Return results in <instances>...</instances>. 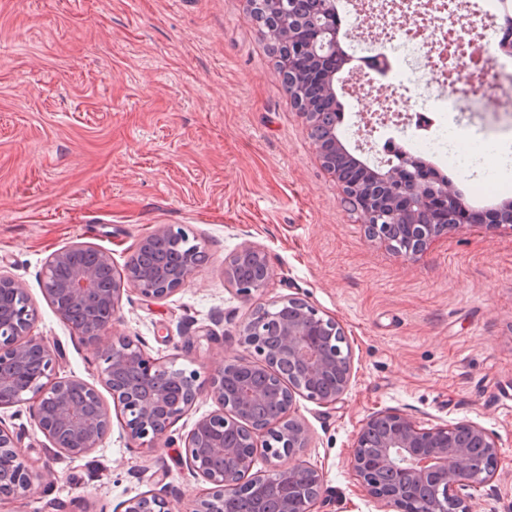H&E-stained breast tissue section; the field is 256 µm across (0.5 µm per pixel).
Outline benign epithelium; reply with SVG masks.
Instances as JSON below:
<instances>
[{"label":"benign epithelium","mask_w":512,"mask_h":512,"mask_svg":"<svg viewBox=\"0 0 512 512\" xmlns=\"http://www.w3.org/2000/svg\"><path fill=\"white\" fill-rule=\"evenodd\" d=\"M254 13L270 14L268 29L277 44L282 86L300 113L322 166L341 187L368 236L387 240L388 232L403 237L399 254L412 258L436 238L462 224L512 221V201L490 212H470L458 201L454 186L440 180L429 164L402 152L396 160L374 167L353 155L336 134L337 74L350 58L343 56L336 0H316L305 15L294 12L295 0H251ZM205 255L190 244L180 226L161 224L143 238L122 273L104 286L112 269L109 252L74 243L48 258L42 289L57 316L83 342L98 345L101 383L123 412L131 437L142 448L166 446L170 429L196 401L208 396L218 409L198 419L184 439L185 467L210 488L192 500L190 512H236L235 502L252 483L282 486L276 512H314L325 492L322 473L300 460L309 442L306 424L292 416L296 397L334 406L349 389L350 357L329 349L327 337L343 330L332 318L319 315L301 297L286 296L279 304L292 308L276 326L277 342H266V317L257 310L243 322L238 335L253 356L234 357L205 379L196 370L174 369L151 357L132 336L104 339L133 292L144 299L163 300L187 281ZM274 269L264 248L241 244L224 259V280L249 299L266 287ZM37 311L25 285L0 273V409L32 394L31 415L56 452L84 457L98 448L111 426V413L97 389L86 381L56 376L57 349L33 333ZM478 443L484 460L476 461L468 441ZM21 438L0 420V499L26 498L36 484L57 478L36 465L26 466L18 451ZM251 456L263 450L270 466L253 471L242 449ZM498 445L480 425L461 420L430 429L393 410L370 415L358 432L351 467L367 493L414 512L409 492L431 485L435 499L426 512H474L465 491L485 482L496 470ZM289 464H280L283 458ZM125 512H175L168 491L126 501Z\"/></svg>","instance_id":"benign-epithelium-1"}]
</instances>
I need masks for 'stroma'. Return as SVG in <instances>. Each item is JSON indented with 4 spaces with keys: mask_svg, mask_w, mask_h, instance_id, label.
Wrapping results in <instances>:
<instances>
[{
    "mask_svg": "<svg viewBox=\"0 0 512 512\" xmlns=\"http://www.w3.org/2000/svg\"><path fill=\"white\" fill-rule=\"evenodd\" d=\"M497 82L495 102L462 114L466 139L512 142V71ZM355 83L340 73L337 131L373 160L406 136L357 137L376 102ZM162 224L183 227L206 260L164 300L123 301L116 332L152 356L209 375L245 355L240 324L287 295L343 328L344 399L294 406L310 435L301 458L327 488L316 512H397L349 465L362 424L384 409L423 428L484 427L499 458L469 490L475 512H512V227L464 224L410 259L369 238L283 90L250 0H0V272L25 283L35 333L61 347L58 376L98 386L101 362L44 297L49 256L84 242L120 269ZM247 241L276 269L248 301L224 280L225 257ZM216 408L199 399L157 451L136 447L112 415L80 459L50 449L27 404L1 409L23 462L57 478L0 512H124L160 475L180 510L208 487L184 468L183 439Z\"/></svg>",
    "mask_w": 512,
    "mask_h": 512,
    "instance_id": "stroma-1",
    "label": "stroma"
}]
</instances>
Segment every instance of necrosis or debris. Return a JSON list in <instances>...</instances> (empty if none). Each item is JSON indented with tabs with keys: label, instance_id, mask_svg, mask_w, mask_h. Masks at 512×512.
Segmentation results:
<instances>
[{
	"label": "necrosis or debris",
	"instance_id": "obj_1",
	"mask_svg": "<svg viewBox=\"0 0 512 512\" xmlns=\"http://www.w3.org/2000/svg\"><path fill=\"white\" fill-rule=\"evenodd\" d=\"M354 10L373 15L363 34L367 43L381 44L388 61L385 70L361 74L359 88L373 95L379 113L394 115L396 126L409 130L408 143L433 155L466 178L482 166L479 156H467L461 141H449L448 116L463 111L471 100L486 102L497 90V72L507 70L494 50V26L463 30L460 0H353ZM486 74L483 92L471 97L469 78L477 66ZM424 74L439 93L421 91L415 79ZM409 94L420 100L416 108L399 110L396 101Z\"/></svg>",
	"mask_w": 512,
	"mask_h": 512
}]
</instances>
